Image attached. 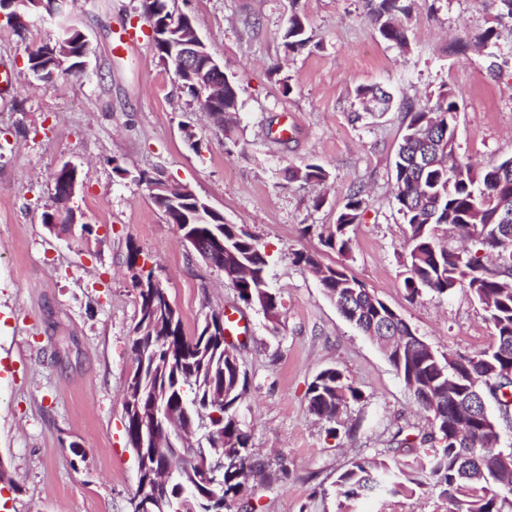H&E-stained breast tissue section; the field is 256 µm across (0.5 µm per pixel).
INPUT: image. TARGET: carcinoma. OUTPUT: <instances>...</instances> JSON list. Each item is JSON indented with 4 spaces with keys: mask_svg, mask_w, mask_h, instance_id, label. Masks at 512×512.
I'll return each mask as SVG.
<instances>
[{
    "mask_svg": "<svg viewBox=\"0 0 512 512\" xmlns=\"http://www.w3.org/2000/svg\"><path fill=\"white\" fill-rule=\"evenodd\" d=\"M407 0H369L370 16L380 35L400 47L407 46L402 16ZM148 21L158 15L181 27L193 22L187 15L172 17L166 0H143ZM44 10L34 2L15 5L0 0V12L11 17L15 11ZM293 50L305 47L303 19L294 14L285 34ZM55 39L50 38L27 57L28 70L58 77L81 72L88 53L81 32L74 30L71 57L65 68L55 65ZM357 95L385 112L391 96L378 86L358 88ZM458 112L451 92L439 94L432 107L411 113L397 152L394 167V199L397 211L409 228V276L404 287L415 297L421 291L437 296L456 289L468 292L483 308L494 329L492 345L475 355L440 354L429 343L415 337L416 330L398 313L382 303L375 292L343 270L328 266L322 286L341 314L365 335L374 338L384 355L429 415L431 443L419 467L409 472L397 462L362 457L341 472L335 481L338 512H354L359 498L370 493L391 497L413 493L432 485L448 501V512H512V448L503 452L498 439L501 426L512 424V222L503 225L495 218L498 200L512 197V156L482 171L456 152L454 115ZM289 180L321 182L327 171L317 163L284 170ZM365 201L361 190H353L336 224L322 238L324 246L341 255L351 251L350 227L360 220ZM454 224L472 249L457 252L437 242V231ZM224 241L236 257L224 254L213 266L232 277L243 262L251 279L236 282L238 297L258 305L265 317L280 322V302L266 280L265 251L253 235L238 224L224 225ZM140 318L132 342L136 367L128 387H142L145 402L155 400L170 406L185 405L195 414V428L208 443L223 440L224 449L239 454L241 465L218 471L215 489H195L203 512H215L220 502L236 496L250 477L247 464L248 435L241 429L234 410L246 390V376L236 355L229 353L218 328L202 325L186 336L179 313L157 299L150 302L139 293ZM492 397L498 416L480 409L472 414L454 408L455 401ZM363 400L344 373L334 367L320 371L308 388L310 412L329 424L350 405Z\"/></svg>",
    "mask_w": 512,
    "mask_h": 512,
    "instance_id": "obj_1",
    "label": "carcinoma"
}]
</instances>
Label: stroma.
I'll return each instance as SVG.
<instances>
[{
	"label": "stroma",
	"instance_id": "stroma-1",
	"mask_svg": "<svg viewBox=\"0 0 512 512\" xmlns=\"http://www.w3.org/2000/svg\"><path fill=\"white\" fill-rule=\"evenodd\" d=\"M187 14L238 93L231 133L201 112L159 59L142 0H75L70 18L85 34V70L52 82L28 71L29 50L53 20L15 31L0 20V457L11 483L0 512H130L137 461L124 430L123 397L135 367L140 299L130 251L153 270L185 335L207 314L232 311L230 336L247 377L237 413L260 470L224 512H337L336 477L351 461L379 456L417 466L425 413L385 355L294 261L317 254L373 289L434 349L471 355L493 342L482 307L462 290L409 297L408 226L393 198V161L413 110L440 92L457 94L456 147L476 167L512 156V66L494 72L478 37L495 26L493 0H414L408 45L382 38L368 0H167ZM301 14L310 45L289 51L284 33ZM136 38L122 55L115 32ZM470 39L466 53L453 50ZM393 97L363 113L359 87ZM314 162L329 177L289 181L286 167ZM66 163L81 181L73 206L88 242L50 233L54 175ZM189 185L226 222L243 225L267 255V281L281 321L238 298L222 270L184 245L149 197V179ZM365 209L351 252L323 246L351 190ZM340 369L363 399L336 435L308 409L321 370ZM413 439L393 442L397 426ZM359 512H448L438 490L368 495Z\"/></svg>",
	"mask_w": 512,
	"mask_h": 512
}]
</instances>
